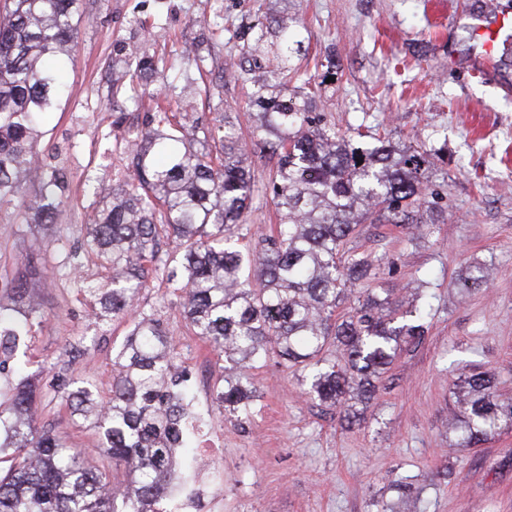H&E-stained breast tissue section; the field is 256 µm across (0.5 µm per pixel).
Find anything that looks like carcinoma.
<instances>
[{
	"label": "carcinoma",
	"instance_id": "obj_1",
	"mask_svg": "<svg viewBox=\"0 0 512 512\" xmlns=\"http://www.w3.org/2000/svg\"><path fill=\"white\" fill-rule=\"evenodd\" d=\"M77 12L78 0H0V202L38 177L40 192L22 201L28 226L37 230H51L64 205L56 171L35 173L33 156L39 122L66 91L61 66L77 37ZM266 19L264 12L256 17L253 46L273 64L247 75L250 106L258 109L256 146L276 159L265 185L276 229L252 247H238L254 182L229 116L217 150L193 148L189 129L166 109L136 132L135 178L112 190V205L94 215L86 242L112 268V289L84 288L99 297L96 319L133 316L113 358L112 396L101 400L91 383L71 388L63 366L47 371L49 392L69 409L68 423L97 429L100 451L125 469L130 490L109 491L106 470L70 447L61 427L39 426L46 392L23 376L11 404L0 406V512H157L179 480L177 469L193 471L192 457H177L194 436L185 427L192 411L187 379L160 320L137 304L151 268L177 285L186 324L229 363L215 403L243 430L255 414L248 371L256 365L281 360L311 398L351 424L404 347L424 339V311L403 313L360 287L379 266L345 246L359 224H399L417 240L429 235L427 215L445 210L432 188L431 158L440 150L424 141L399 147L388 137L366 141L361 132H339L312 111L307 94L291 107L280 103L273 91L287 85L301 41L281 14L280 41L264 45ZM137 54L140 77L157 80L151 45L139 44ZM164 236L179 243V252L160 253ZM40 279L30 265L14 281L13 308L0 312L1 350L42 325ZM331 348L333 358L325 355ZM453 386L455 447L475 448L512 428V396L502 393L495 372L461 375ZM393 489L422 512L411 483L401 479Z\"/></svg>",
	"mask_w": 512,
	"mask_h": 512
}]
</instances>
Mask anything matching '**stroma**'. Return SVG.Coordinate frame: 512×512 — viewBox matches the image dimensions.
<instances>
[{
	"instance_id": "obj_1",
	"label": "stroma",
	"mask_w": 512,
	"mask_h": 512,
	"mask_svg": "<svg viewBox=\"0 0 512 512\" xmlns=\"http://www.w3.org/2000/svg\"><path fill=\"white\" fill-rule=\"evenodd\" d=\"M270 0H79L78 38L67 85L39 128L35 164L57 169L66 200L40 256L38 293L45 321L25 344L28 373L68 363L75 382L112 394V359L129 319L95 326L99 305L67 276L78 262L91 285L110 287L112 272L81 252L86 226L132 173L129 133L147 127L158 102L194 131L195 146L218 145L231 114L247 146L251 174L265 185L274 163L255 146L249 86L234 77L258 8ZM303 48L280 100L305 81L324 83L315 111L337 130L381 126L399 141L423 135L444 148L440 190L448 216L427 242L402 227L363 224L348 246L380 259L368 286L399 298L414 281L433 318L422 343L390 365L364 421L349 425L302 394L275 362L253 370L257 414L247 430L213 408L224 362L187 327L180 295L152 276L139 304L155 309L178 366L192 372L195 404L224 438L216 466L224 477L222 512H376L396 496L392 483L411 477L426 512H512V430L476 448H454L448 425L450 381L490 369L512 395V0H288ZM496 33L486 55L480 31ZM150 41L162 81L117 85L112 61L124 45ZM201 57L189 65L187 53ZM34 233L19 201L0 203V303L31 256ZM494 279L470 290L471 265ZM83 352L69 359L67 344Z\"/></svg>"
}]
</instances>
